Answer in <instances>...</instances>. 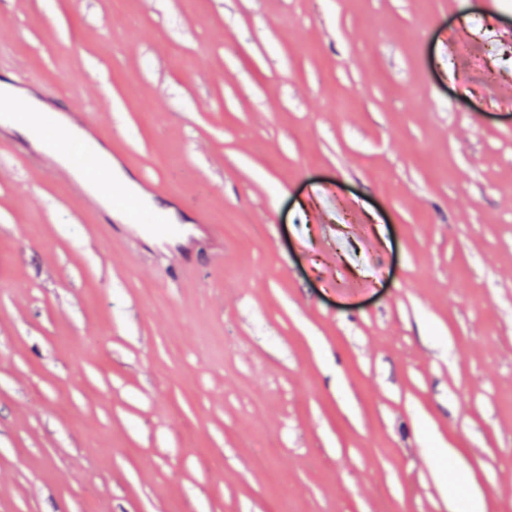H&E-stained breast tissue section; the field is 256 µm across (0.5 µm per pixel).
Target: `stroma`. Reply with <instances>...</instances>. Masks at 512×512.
<instances>
[{
	"label": "stroma",
	"instance_id": "35a3bbf8",
	"mask_svg": "<svg viewBox=\"0 0 512 512\" xmlns=\"http://www.w3.org/2000/svg\"><path fill=\"white\" fill-rule=\"evenodd\" d=\"M113 2L0 0V80L224 258L0 132V512H512V0Z\"/></svg>",
	"mask_w": 512,
	"mask_h": 512
}]
</instances>
